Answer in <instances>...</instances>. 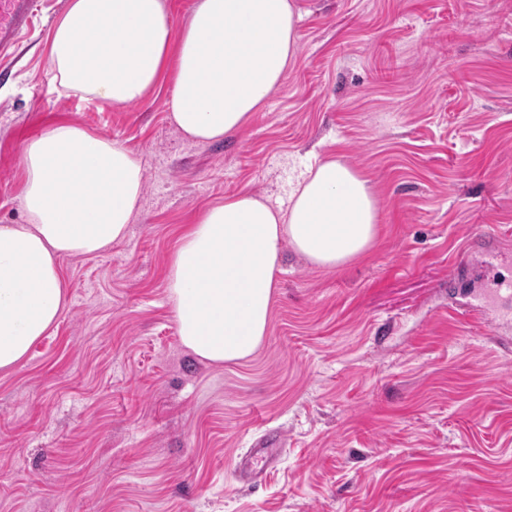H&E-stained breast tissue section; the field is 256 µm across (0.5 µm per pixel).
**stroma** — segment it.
Listing matches in <instances>:
<instances>
[{"mask_svg": "<svg viewBox=\"0 0 512 512\" xmlns=\"http://www.w3.org/2000/svg\"><path fill=\"white\" fill-rule=\"evenodd\" d=\"M47 6L0 78V224L22 221L21 141L60 121L145 168L127 237L66 257L58 322L0 372V512H512V0H297L288 76L239 131L184 139L169 79L112 107L59 95ZM340 159L369 179L373 248L335 270L284 248L260 348L180 342L179 237L250 192L287 204ZM504 285L485 320L480 288ZM261 482L241 454L269 434ZM280 448H250L237 463V473L241 480L256 482L273 465Z\"/></svg>", "mask_w": 512, "mask_h": 512, "instance_id": "1", "label": "stroma"}]
</instances>
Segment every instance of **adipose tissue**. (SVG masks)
<instances>
[{
  "instance_id": "1",
  "label": "adipose tissue",
  "mask_w": 512,
  "mask_h": 512,
  "mask_svg": "<svg viewBox=\"0 0 512 512\" xmlns=\"http://www.w3.org/2000/svg\"><path fill=\"white\" fill-rule=\"evenodd\" d=\"M300 19L295 0H196L178 28L164 0H70L51 32L49 66L66 95L116 107L169 77L177 128L217 141L286 79ZM19 157L24 221L0 224L2 372L58 319L60 260L124 239L145 186L137 151L67 121L26 138ZM378 216L368 180L336 158L307 169L287 208L248 192L206 208L167 273L182 344L212 364L248 358L268 333L284 247L317 268H340L373 247Z\"/></svg>"
}]
</instances>
